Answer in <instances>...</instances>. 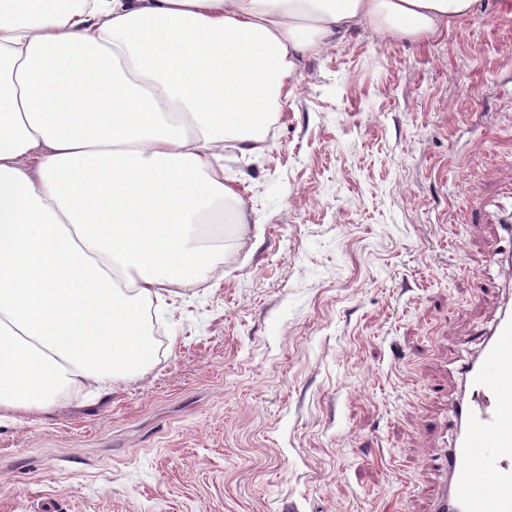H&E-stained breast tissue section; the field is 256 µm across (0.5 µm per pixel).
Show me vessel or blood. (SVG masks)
I'll return each instance as SVG.
<instances>
[{
	"label": "vessel or blood",
	"mask_w": 512,
	"mask_h": 512,
	"mask_svg": "<svg viewBox=\"0 0 512 512\" xmlns=\"http://www.w3.org/2000/svg\"><path fill=\"white\" fill-rule=\"evenodd\" d=\"M475 393L454 396L450 448L435 459L442 490L432 512H512V311L502 310L478 354L460 369Z\"/></svg>",
	"instance_id": "b4317fda"
}]
</instances>
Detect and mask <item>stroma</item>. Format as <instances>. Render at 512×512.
<instances>
[{
	"label": "stroma",
	"mask_w": 512,
	"mask_h": 512,
	"mask_svg": "<svg viewBox=\"0 0 512 512\" xmlns=\"http://www.w3.org/2000/svg\"><path fill=\"white\" fill-rule=\"evenodd\" d=\"M224 261L146 371L0 426V512H429L447 363L512 305L485 218L512 189V0L447 35L363 25L297 62Z\"/></svg>",
	"instance_id": "1"
}]
</instances>
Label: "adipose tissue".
<instances>
[{
	"instance_id": "ef3b65f1",
	"label": "adipose tissue",
	"mask_w": 512,
	"mask_h": 512,
	"mask_svg": "<svg viewBox=\"0 0 512 512\" xmlns=\"http://www.w3.org/2000/svg\"><path fill=\"white\" fill-rule=\"evenodd\" d=\"M476 0H0V425L154 357L142 302L217 263L230 192L296 62L367 23L439 37Z\"/></svg>"
}]
</instances>
